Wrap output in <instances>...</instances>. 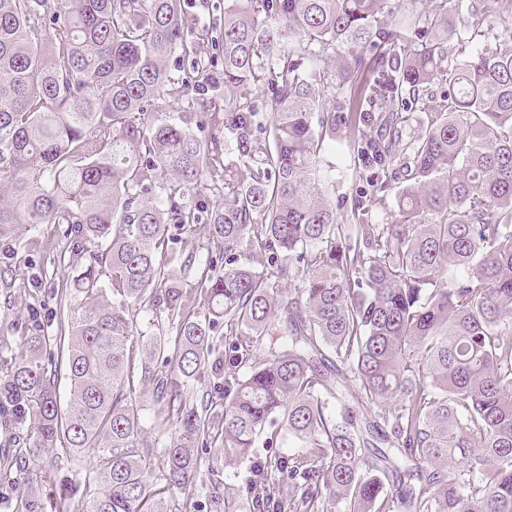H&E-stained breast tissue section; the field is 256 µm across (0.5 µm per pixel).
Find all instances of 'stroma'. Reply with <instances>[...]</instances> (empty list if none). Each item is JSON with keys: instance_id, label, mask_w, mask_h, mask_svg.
I'll return each instance as SVG.
<instances>
[{"instance_id": "obj_1", "label": "stroma", "mask_w": 512, "mask_h": 512, "mask_svg": "<svg viewBox=\"0 0 512 512\" xmlns=\"http://www.w3.org/2000/svg\"><path fill=\"white\" fill-rule=\"evenodd\" d=\"M366 138L389 148L391 161L386 169H379L360 153L359 147ZM409 158L407 140H393L385 126L371 124L361 132H341L336 141L327 143L319 164L330 176L329 191L338 213L350 218L362 210L369 223L386 224L391 220ZM376 175L391 182L380 198L375 197L371 187ZM41 232L47 242L40 251H26L18 237L0 239V337H5L16 353L23 350L24 338L32 331L31 319H38L49 336L56 335L60 319L59 289L69 271L60 264L59 256L66 241L61 226L45 224ZM199 456L200 468L194 481L173 493L187 512H198L206 506L214 475L226 473L220 449L203 448Z\"/></svg>"}]
</instances>
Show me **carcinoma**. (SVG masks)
I'll return each mask as SVG.
<instances>
[{
	"instance_id": "cac0c4a2",
	"label": "carcinoma",
	"mask_w": 512,
	"mask_h": 512,
	"mask_svg": "<svg viewBox=\"0 0 512 512\" xmlns=\"http://www.w3.org/2000/svg\"><path fill=\"white\" fill-rule=\"evenodd\" d=\"M188 2L0 0V238L25 224L34 250L42 225L65 224L78 265L60 336L32 334L0 372V425L29 436L0 458V500L181 512L171 491L217 444L230 461L265 450L244 485L214 486L224 512H512V20H487L488 44L448 0L391 21L390 0H224L208 24ZM209 40L224 99L162 111L189 93L172 57L206 78ZM454 40L474 46L459 58ZM438 74L446 93L420 96ZM397 101L429 112L408 184L390 223L345 224L317 170L325 139L372 117L401 138ZM198 187L221 202L188 201ZM172 227L212 249L171 247ZM157 311L166 336L134 337ZM221 327L237 337L224 369ZM219 370L224 404L189 396ZM146 395L175 426L165 443L141 423ZM58 446L93 451L82 480L29 476Z\"/></svg>"
}]
</instances>
